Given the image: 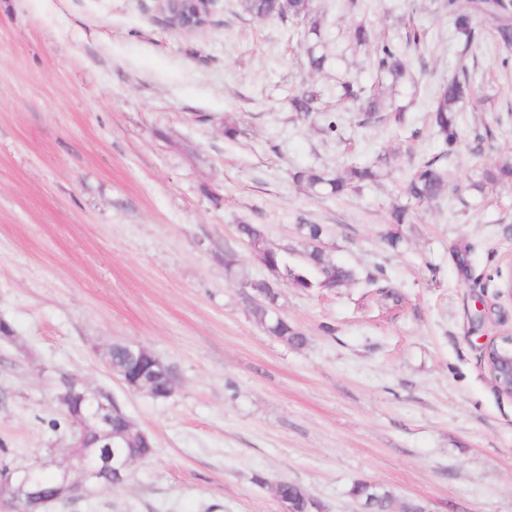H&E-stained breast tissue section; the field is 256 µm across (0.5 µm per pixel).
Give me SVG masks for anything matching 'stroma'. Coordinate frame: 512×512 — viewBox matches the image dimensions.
I'll use <instances>...</instances> for the list:
<instances>
[{"instance_id": "obj_1", "label": "stroma", "mask_w": 512, "mask_h": 512, "mask_svg": "<svg viewBox=\"0 0 512 512\" xmlns=\"http://www.w3.org/2000/svg\"><path fill=\"white\" fill-rule=\"evenodd\" d=\"M365 3L355 17L345 0H311L307 41L328 56L311 74L293 23L240 0H219L194 33L166 28L154 0H0V466L68 459L54 400L67 375L110 391L155 445L122 486L49 512H280L281 481L321 512H359L357 481L390 489L391 512H512V397L480 361L512 329V300L471 285L512 257V184L448 193L412 209L397 247L384 239L408 175L439 151L428 106L448 77L467 70L490 104L460 112L449 181L512 156V49L478 17L480 42L462 52L446 0ZM358 20L406 47L399 84L354 42ZM344 79L381 90L404 126L350 121L329 137L291 109L303 83L332 104ZM382 154L379 180L345 196L294 178ZM303 222L323 226L325 253L356 280L282 286L277 311L307 338L292 347L253 322L257 296L224 251L267 278L239 225L300 253ZM378 275L395 297L368 285ZM115 343L172 365L174 394L127 389L108 364ZM274 494L280 501L288 498L294 505V512L320 511L319 501L310 493L309 489L294 482H280L274 487Z\"/></svg>"}]
</instances>
